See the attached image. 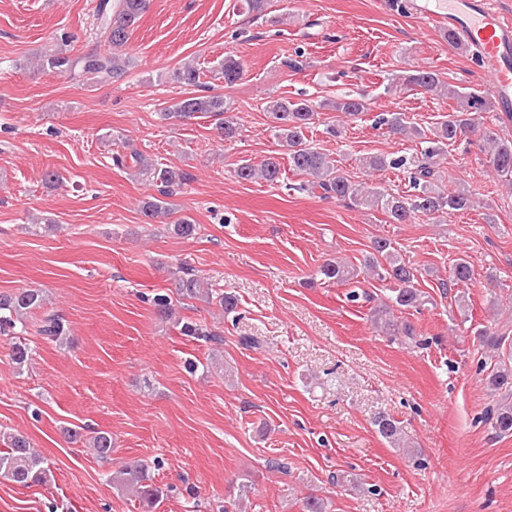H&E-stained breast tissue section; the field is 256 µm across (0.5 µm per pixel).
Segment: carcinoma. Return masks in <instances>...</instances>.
Here are the masks:
<instances>
[{"instance_id":"obj_1","label":"carcinoma","mask_w":512,"mask_h":512,"mask_svg":"<svg viewBox=\"0 0 512 512\" xmlns=\"http://www.w3.org/2000/svg\"><path fill=\"white\" fill-rule=\"evenodd\" d=\"M146 8V0H98L96 16L99 20L100 34L108 44V50L100 53L74 55L64 45L50 50L41 56V67L60 76L79 73L88 80L102 82L121 76L129 63L125 49L130 31ZM243 65L240 61L227 56L218 71V78L224 80V86L233 85L241 76ZM174 79L185 85H201L200 69L186 65L173 73ZM399 90H423L446 93L457 102V108L443 121L436 124L431 137L416 126H410L402 114L397 112L379 115L378 123L386 126L392 133H410L416 138L425 139V147L418 156L395 154H373L362 158L361 165L373 171L388 169H406L410 171L415 194L411 197L396 196L379 188L363 189L349 176L340 172L327 157L304 145L305 131L314 119L315 110L306 99L279 98L269 106L276 136L288 146V161L297 171L312 178V187L321 190L325 197L350 200L358 206L380 209L390 216L395 224H406L413 215H443L452 211H461L471 206V195L464 190L446 192L434 183L435 160L444 154L445 148L459 137L477 131L475 115L489 108L488 99L475 92H464L445 82L442 77L430 70L419 68L398 77ZM324 106L334 112H344L357 116L367 111V102L362 97H341ZM230 106L224 96L190 94L181 98L163 113L167 118H189L196 114L214 113L224 116V139L232 140L239 135V126L234 116L229 114ZM481 140L488 145L487 158L492 167L503 177L512 179V140L502 138L492 129L481 133ZM132 159L136 167V176L153 183L159 197H155L142 207L144 216L152 220L161 214L167 202L163 198L173 194V189L185 184L187 175L172 167L159 164L140 152L126 156L119 152L112 155L117 166H124ZM238 179L249 181L261 176L265 181L275 183L280 179L281 167L278 158L269 157L263 161L260 169L249 163L238 165L235 170ZM375 256L368 259L367 266L380 267L376 275L391 283L390 303L374 310L373 318L395 337L413 339L414 329L408 323L394 320L393 309L419 310L425 306L428 296L415 287L416 269L404 260L387 238L373 241ZM384 266H379V260ZM327 281L345 285L359 277V271L340 262H327L319 270ZM472 268L468 261L460 259L453 266L452 285L465 284L471 280ZM175 288L185 298H195L209 293L200 276L190 270L174 273ZM46 298L39 290H24L15 294L0 295V328L18 330L22 335L27 332L29 316L44 308ZM180 331L205 342L213 340V335L202 326L192 322L177 321ZM37 332L46 339L62 344L68 340L67 321L56 313L44 315ZM30 347L20 341L12 347L11 360L23 368L31 360ZM488 385L494 392H505V398L487 411L486 420L498 434H512V365L503 361L494 364L488 376ZM380 435L393 442L400 439L399 422L388 415H380L375 420ZM0 442V478L16 484L28 486L47 481L51 473L49 463L37 454L30 443L20 434L1 432ZM88 445L96 458L106 462L112 456V436L106 432H97L88 438ZM112 485L121 491L131 493L142 507L151 509L163 497L161 487L154 484L150 466L134 461L110 473Z\"/></svg>"}]
</instances>
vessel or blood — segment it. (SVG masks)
I'll return each mask as SVG.
<instances>
[{
    "label": "vessel or blood",
    "mask_w": 512,
    "mask_h": 512,
    "mask_svg": "<svg viewBox=\"0 0 512 512\" xmlns=\"http://www.w3.org/2000/svg\"><path fill=\"white\" fill-rule=\"evenodd\" d=\"M416 19L453 30L488 79L499 116L512 115V17L491 0H411Z\"/></svg>",
    "instance_id": "vessel-or-blood-1"
}]
</instances>
